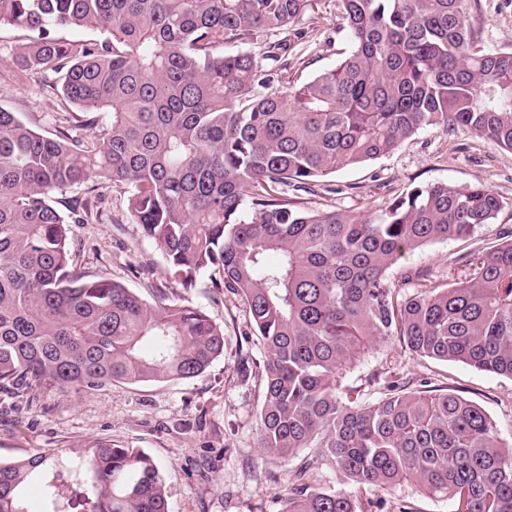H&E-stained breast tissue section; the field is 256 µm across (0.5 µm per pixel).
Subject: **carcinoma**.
<instances>
[{
	"instance_id": "carcinoma-1",
	"label": "carcinoma",
	"mask_w": 512,
	"mask_h": 512,
	"mask_svg": "<svg viewBox=\"0 0 512 512\" xmlns=\"http://www.w3.org/2000/svg\"><path fill=\"white\" fill-rule=\"evenodd\" d=\"M350 46L336 66L275 87L247 52L224 53L302 17L311 0H0V26L29 40L17 63L60 75L82 112L51 136L0 108V389L22 393L190 379L224 354L200 308L149 303L77 269L74 217L57 195L98 180L127 187L133 223L182 287L208 272L241 299L265 348L262 448H319L357 489L414 482L454 512H512V445L476 402L388 387L358 404L336 377L372 340L512 377V241L466 260L450 287L421 275L390 288L402 254L463 240L505 202L489 187L437 182L374 218L309 211L300 197L419 130L465 128L512 151V48L488 50L468 0H339ZM97 30L68 41L59 29ZM112 119L98 127V114ZM168 512L160 469L100 440L69 454L0 461V512ZM357 495L296 474L285 512H357Z\"/></svg>"
}]
</instances>
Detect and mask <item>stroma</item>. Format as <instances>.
<instances>
[{"instance_id": "obj_1", "label": "stroma", "mask_w": 512, "mask_h": 512, "mask_svg": "<svg viewBox=\"0 0 512 512\" xmlns=\"http://www.w3.org/2000/svg\"><path fill=\"white\" fill-rule=\"evenodd\" d=\"M469 13L481 46L512 47V0H470ZM299 26L306 38L282 70L265 58L270 34H257L241 46L225 45L224 50L251 53L273 85L284 87L333 66L349 48L338 0H313ZM27 40L21 27H0V107L50 134L74 123L79 111L61 92L46 87L43 76L17 65L15 55ZM432 182L482 184L505 206L495 223L478 228L471 238L434 243L399 259L388 270L387 281L409 296L418 275L429 274L446 285L458 282L467 255L512 235V151L465 129L427 127L390 154L329 177L304 194V207L374 216L407 189ZM80 201L87 207L80 222L69 227L79 269L107 274L150 302L163 292L201 308L223 328L224 354L204 373L185 380L53 389L36 397L0 390V459L66 453L96 440L136 448L160 465L169 512H284L288 483L301 468L310 488L345 487V478L316 449L282 458L261 447L256 417L262 387L257 375L243 374L242 365L261 363L264 349L239 299L213 287L206 274L188 290L172 279L163 252L131 222L124 185L72 188L60 196L59 207L66 212ZM338 384L363 404L378 402L388 386L397 384L408 392L456 390L480 404L504 443H512V378L416 356L399 337L377 339L339 375ZM380 498L387 512H453L448 499L428 496L412 484L386 496L373 488L359 495L363 502Z\"/></svg>"}]
</instances>
